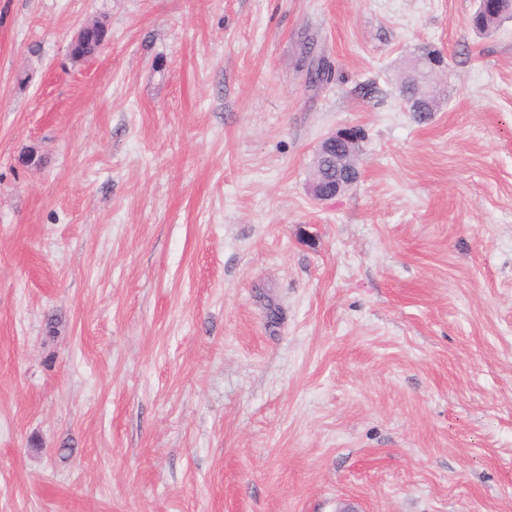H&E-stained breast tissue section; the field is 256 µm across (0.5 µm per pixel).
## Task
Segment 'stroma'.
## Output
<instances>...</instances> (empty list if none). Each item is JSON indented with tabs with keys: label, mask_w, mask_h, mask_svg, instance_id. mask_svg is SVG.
I'll use <instances>...</instances> for the list:
<instances>
[{
	"label": "stroma",
	"mask_w": 512,
	"mask_h": 512,
	"mask_svg": "<svg viewBox=\"0 0 512 512\" xmlns=\"http://www.w3.org/2000/svg\"><path fill=\"white\" fill-rule=\"evenodd\" d=\"M477 3L0 0V512H512V21ZM478 8L470 17V26L482 34L492 33L497 28L486 30L488 24L494 16H498L502 11L508 9V3L503 0H480ZM357 181L356 180H343L336 179V183L330 186H325L323 184H311V194L315 200L318 201H327L337 196L345 193L352 185Z\"/></svg>",
	"instance_id": "1"
}]
</instances>
